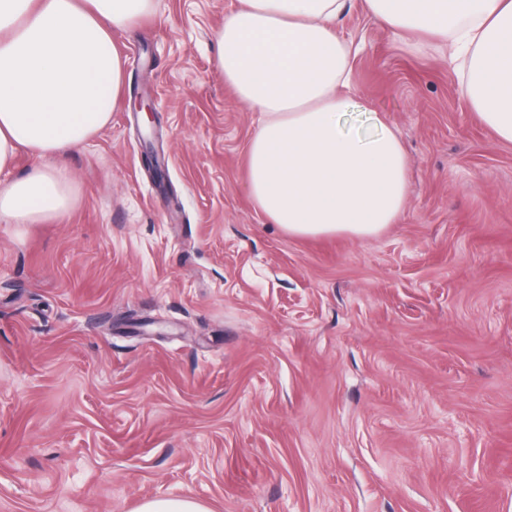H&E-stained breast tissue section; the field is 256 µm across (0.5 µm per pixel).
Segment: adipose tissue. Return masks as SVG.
<instances>
[{
  "label": "adipose tissue",
  "instance_id": "obj_1",
  "mask_svg": "<svg viewBox=\"0 0 512 512\" xmlns=\"http://www.w3.org/2000/svg\"><path fill=\"white\" fill-rule=\"evenodd\" d=\"M154 0H0V170L19 150L38 160L0 181V219L49 224L77 204L57 158L110 121L125 60L112 33L139 24ZM217 36L225 82L260 115L247 150L249 197L289 236H378L396 223L410 162L399 133L357 103L338 33L349 0H238ZM365 11L416 49L437 42L456 62L481 121L512 144V0H363Z\"/></svg>",
  "mask_w": 512,
  "mask_h": 512
}]
</instances>
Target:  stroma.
Returning <instances> with one entry per match:
<instances>
[{"mask_svg": "<svg viewBox=\"0 0 512 512\" xmlns=\"http://www.w3.org/2000/svg\"><path fill=\"white\" fill-rule=\"evenodd\" d=\"M237 5L113 32L123 102L58 161L75 209L0 221V512H512V144L352 0V91L401 134L406 207L288 236L217 63ZM135 512H211L189 496L151 498L142 501Z\"/></svg>", "mask_w": 512, "mask_h": 512, "instance_id": "35a3bbf8", "label": "stroma"}]
</instances>
